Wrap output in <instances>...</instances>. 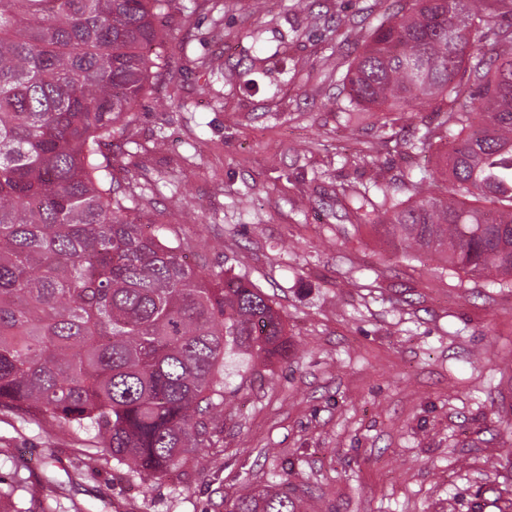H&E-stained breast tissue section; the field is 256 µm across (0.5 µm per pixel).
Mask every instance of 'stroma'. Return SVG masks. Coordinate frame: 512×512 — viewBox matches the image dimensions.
<instances>
[{"label": "stroma", "mask_w": 512, "mask_h": 512, "mask_svg": "<svg viewBox=\"0 0 512 512\" xmlns=\"http://www.w3.org/2000/svg\"><path fill=\"white\" fill-rule=\"evenodd\" d=\"M392 0H175L169 63L112 142L158 224L189 263L242 274L277 304L293 348L231 378L215 445L144 482L116 462L84 467L86 434L0 412V475L15 464L50 507L83 512H224L244 484L282 481L315 512H504L512 503V288H486L434 256L401 259L345 218L350 189L378 181L416 198L442 143L436 104L382 128L346 121L337 62L361 50Z\"/></svg>", "instance_id": "35a3bbf8"}]
</instances>
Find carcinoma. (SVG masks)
Here are the masks:
<instances>
[{
    "instance_id": "obj_1",
    "label": "carcinoma",
    "mask_w": 512,
    "mask_h": 512,
    "mask_svg": "<svg viewBox=\"0 0 512 512\" xmlns=\"http://www.w3.org/2000/svg\"><path fill=\"white\" fill-rule=\"evenodd\" d=\"M173 0H0V411L40 414L141 480L211 446L228 379L288 358L274 302L244 275L185 262L171 224L135 223L112 139L166 59ZM342 112L440 100L437 192L404 204L374 182L350 212L444 266L512 288V0H412L371 29ZM35 493L14 473L0 500ZM226 512H305L286 483L249 484Z\"/></svg>"
}]
</instances>
